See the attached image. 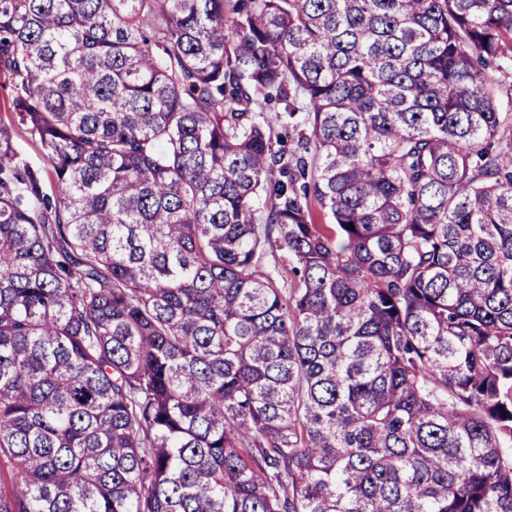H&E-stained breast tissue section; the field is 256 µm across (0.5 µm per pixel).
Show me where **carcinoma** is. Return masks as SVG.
Returning a JSON list of instances; mask_svg holds the SVG:
<instances>
[{"mask_svg": "<svg viewBox=\"0 0 512 512\" xmlns=\"http://www.w3.org/2000/svg\"><path fill=\"white\" fill-rule=\"evenodd\" d=\"M509 78L512 0H0V512H512ZM13 147L19 159L42 174L46 184V192L51 196L58 193L57 185L51 175L40 144L26 130L16 128L13 133Z\"/></svg>", "mask_w": 512, "mask_h": 512, "instance_id": "obj_1", "label": "carcinoma"}]
</instances>
